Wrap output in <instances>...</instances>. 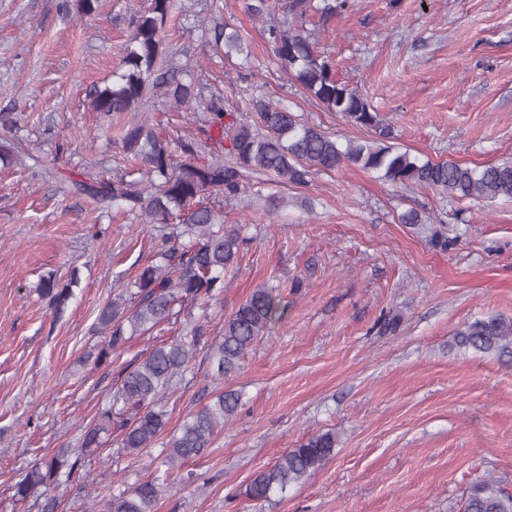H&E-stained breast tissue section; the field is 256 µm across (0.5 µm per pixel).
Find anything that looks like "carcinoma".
I'll list each match as a JSON object with an SVG mask.
<instances>
[{
  "label": "carcinoma",
  "instance_id": "carcinoma-1",
  "mask_svg": "<svg viewBox=\"0 0 512 512\" xmlns=\"http://www.w3.org/2000/svg\"><path fill=\"white\" fill-rule=\"evenodd\" d=\"M174 9V0H150V6L136 16L130 40L124 46L121 68L112 82L94 89L90 106L106 116H120L150 106L161 95L174 107L192 109L204 97L202 87L179 79L183 69L164 60V29ZM315 9L313 0H288L290 21L271 25L268 42L281 68L289 73L328 111L341 114L349 123L378 130V137L338 139L320 128L304 123L288 108L256 96L246 103L253 120L226 116L223 98L211 93L206 110L208 123L218 129L213 139L211 160L200 163L194 145L180 142L177 148L159 137L149 125L130 121L117 129L113 141L124 158L134 161L136 173L111 181L76 184V188L102 201L121 205L145 224H184L180 236L164 237L157 245L160 263L148 265L138 274L137 292L128 304L124 293L114 295L98 316L106 333L97 362L104 364L125 350L136 335L175 315L174 308L186 302L209 301L223 292L224 274L238 261L245 239L241 225L224 223L223 212L211 205L209 197L235 199L248 190L264 201L268 213H276L282 200L274 193L262 194V187L249 180L263 175L276 184L305 186L312 172H333L354 165L380 173L396 185H415L440 190L452 198L512 200V162L469 167L455 161L421 160L389 144L390 127L353 89L336 79L332 66L317 54L313 38L296 21ZM215 44H224L225 54H248L243 35L227 27H214ZM25 150L4 139L0 143V166L10 168L23 161ZM38 292L50 299L55 311H63L72 297L70 285L53 277L40 280ZM288 306L282 304L273 287L255 289L224 319L222 334L210 345L214 373L227 378L235 373L241 359L272 326L282 320ZM203 335L200 325L189 334L157 345L145 352L125 371L112 391V399L82 431L80 447L86 454L103 444V436L119 432L120 447L137 455L154 447L164 433L166 414L160 403L174 378L188 371ZM455 344L476 352L512 361V317L488 315L464 326L455 334ZM241 397L235 391L222 392L215 401L188 414L169 434L163 448L162 464L171 470L202 454L217 429L234 415ZM336 448L332 432L316 434L297 448L287 450L271 467L259 471L249 484L247 495L266 500L291 484L301 483L330 459ZM81 466L80 456L59 452L46 456L15 484V496L25 501L34 494L45 497L42 512H55L56 500L47 488L61 475L70 478ZM168 486V476L156 475L138 481L103 503L92 500V512H153ZM463 512H512V495L497 480L476 482L463 504Z\"/></svg>",
  "mask_w": 512,
  "mask_h": 512
}]
</instances>
